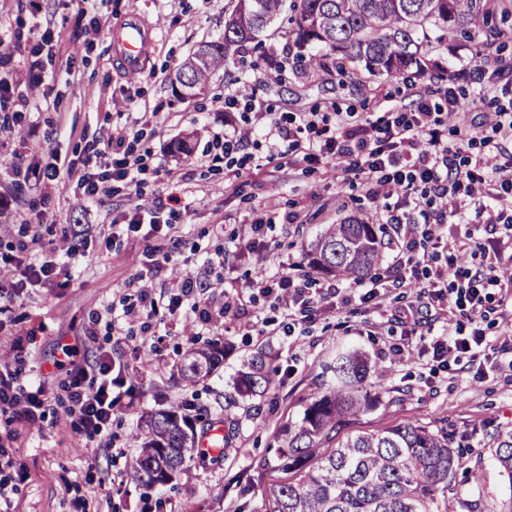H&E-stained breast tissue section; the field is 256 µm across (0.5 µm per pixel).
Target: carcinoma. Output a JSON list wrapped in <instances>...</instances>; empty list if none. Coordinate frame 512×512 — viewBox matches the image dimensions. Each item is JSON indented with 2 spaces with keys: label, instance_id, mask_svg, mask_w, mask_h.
Listing matches in <instances>:
<instances>
[{
  "label": "carcinoma",
  "instance_id": "cac0c4a2",
  "mask_svg": "<svg viewBox=\"0 0 512 512\" xmlns=\"http://www.w3.org/2000/svg\"><path fill=\"white\" fill-rule=\"evenodd\" d=\"M285 0H236L224 25V39L202 42L175 73L182 96L205 91L213 72L225 67L246 44L271 28ZM295 44L316 51L298 59L325 67L328 54L359 63L374 77L393 78L422 67L419 51L428 31L438 40L467 34L480 0H292ZM313 268L359 281L382 263L376 229L367 216L325 225L312 245ZM224 361V346L206 342L188 351L182 367L194 384ZM368 359L348 351L336 357L334 383L315 394L300 422L288 426L287 446L279 450L286 479L272 484L265 512H436L438 499L455 475L454 438L445 428L403 422L383 430L347 435L328 453L321 445L372 404L363 381ZM276 386L275 374L256 357L238 378L243 393ZM183 409L155 412L133 435L138 443L135 478L152 487L173 480L196 448L195 433L185 429ZM495 456L512 478V430L497 438Z\"/></svg>",
  "mask_w": 512,
  "mask_h": 512
}]
</instances>
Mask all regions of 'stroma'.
<instances>
[{
  "label": "stroma",
  "instance_id": "obj_1",
  "mask_svg": "<svg viewBox=\"0 0 512 512\" xmlns=\"http://www.w3.org/2000/svg\"><path fill=\"white\" fill-rule=\"evenodd\" d=\"M133 9L160 26V42L134 80L112 62L113 26ZM230 11L231 0H0V40L6 44L0 83L13 90L6 107L10 121L0 128V252L15 248L16 227L26 221L41 227L33 252L47 255L75 225L107 224L135 204H165L175 196L182 257L223 251L224 285L209 296L217 303L227 295L238 298L244 311L217 331L202 326L186 304L151 318L150 336H117L91 325V312L134 297L127 282L147 246L139 231L125 232L114 249H98L92 264L74 271L69 287L42 288L14 308L0 327V365L12 362L18 345L47 370L60 358V345H70L80 357L108 349L126 365L132 389L112 417V448L100 457L80 441L79 420L63 399L53 400L39 427L22 429L15 446L27 479L13 497L15 512H264L269 485L285 478L277 466L283 430L331 383L328 366L341 348L367 353L375 370L365 385L377 398L375 408L345 426V433L407 421L447 428L461 450L440 506L448 512H512V480L501 472L492 440L494 433L512 429V315H491L486 334L496 352L481 364L482 379L470 369L433 370L427 349L444 320L432 321L429 334L405 337L396 320L347 300V280L338 282L340 293L328 295L323 287L331 276L308 267L309 244L323 225L370 212L363 177L338 176L300 160L281 168L269 160L267 148L251 146L249 162L230 182L209 152L228 111L354 112L374 120L390 105L414 103L424 91L437 104L450 87L476 97V61L484 48H492L512 72V0H492L456 41L430 40L422 72L378 78L337 55L326 68L312 69L295 63L294 42L280 33L247 44L212 77L206 94L177 98L171 77L198 44L223 36ZM45 30L53 33L52 51L32 56L33 38ZM33 67L52 75L49 95L27 82ZM146 112L154 114L157 127L143 141L152 155L139 188H120L94 213L86 212L77 187L80 169L61 170L44 185L24 182L10 168L17 162L40 171L55 157L75 158L113 126ZM184 136L191 139L190 154L168 153V145ZM273 212H294L301 221L266 226L264 260L248 254L244 243L213 235V225L249 224ZM294 263L319 310L288 335L283 307L248 281L260 271H288ZM210 339L224 345L223 367L197 384L184 383L180 369L187 350ZM405 340L409 353L390 354L391 345ZM260 349L271 353L278 384L239 395L237 372ZM177 406L187 407L196 432L222 422L224 451L215 456L196 450L168 485L145 488L133 475L130 433L142 417Z\"/></svg>",
  "mask_w": 512,
  "mask_h": 512
}]
</instances>
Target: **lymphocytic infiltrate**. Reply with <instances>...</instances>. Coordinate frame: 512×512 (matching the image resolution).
Here are the masks:
<instances>
[{
    "mask_svg": "<svg viewBox=\"0 0 512 512\" xmlns=\"http://www.w3.org/2000/svg\"><path fill=\"white\" fill-rule=\"evenodd\" d=\"M446 111L419 104L417 109L385 113L380 121H361L339 112H246L239 126L215 133L214 147L226 167L239 165L240 153L252 138L263 137L270 155L279 154V140L288 151H302L305 159L323 169L363 176L369 197L381 223L393 226L403 244L390 274L392 287L412 289L414 301L398 306L396 313L410 329L425 324L435 305H447L449 313L468 320L467 327L449 330L432 345L438 367L452 369L463 360H476L488 349L484 323L495 289L505 283V268H512V246H502L498 228L512 227V99L497 102L484 122L469 128L466 137L449 142L448 127L469 110V103L448 93ZM142 130L129 125L112 129L103 148L85 154L81 161L60 160L46 170V180H55L60 169L80 168V186L85 206L95 210L109 195L110 182L127 187L138 184L146 156L141 151ZM160 203L138 205L135 211L113 219L103 230L105 240L117 238L121 228L145 230L152 243L141 254L134 281L144 307L156 309L149 293L148 274L172 262L180 253L181 240L165 220ZM483 221L490 240L482 248L479 265H438L440 252L471 250L476 241L470 226ZM466 225L464 237L447 240L443 227ZM25 241L16 250L0 255V315L12 312L25 291L46 283L66 287L70 269L91 264L94 254L89 237L94 225L64 235L53 257L35 263L27 256L29 240L39 237L37 226L25 225ZM251 287L276 300L288 312L289 328L310 302L308 286L289 273L276 278L255 277ZM69 367L60 387L68 411L81 423L80 435L103 453L112 436V414L120 402L115 395L117 363L111 351H96L92 359L74 360L70 347H62ZM49 398L41 363L15 356L0 366V404L13 408L15 422L28 427L43 421Z\"/></svg>",
    "mask_w": 512,
    "mask_h": 512,
    "instance_id": "1",
    "label": "lymphocytic infiltrate"
}]
</instances>
